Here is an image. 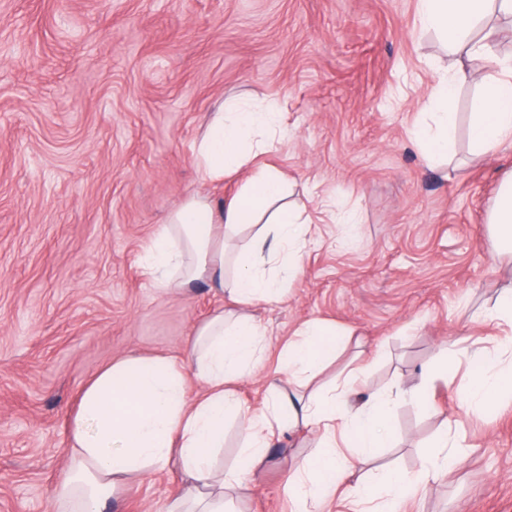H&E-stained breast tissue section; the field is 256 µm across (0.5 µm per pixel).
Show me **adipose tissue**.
<instances>
[{
  "instance_id": "ef3b65f1",
  "label": "adipose tissue",
  "mask_w": 512,
  "mask_h": 512,
  "mask_svg": "<svg viewBox=\"0 0 512 512\" xmlns=\"http://www.w3.org/2000/svg\"><path fill=\"white\" fill-rule=\"evenodd\" d=\"M418 13L424 29L446 37L451 53L465 56L427 101L433 123L421 130L420 147L438 161L451 146L455 86L473 78L468 60L487 55L486 45L473 41L471 31L492 16L512 15V0H418ZM501 71L499 78L483 81L481 105L470 118L475 163L512 139V64L502 63ZM281 118L275 101L263 112L229 102L224 111L211 113L196 149L200 180H221L247 165L254 152L271 147ZM286 188L282 173L263 168L225 200L190 196L168 216L146 250V273L158 287L188 289L201 282L214 296H230L243 306L286 291L287 279L273 278L272 273L298 254L310 231L308 221L288 207L269 211ZM260 218L264 226L242 240L244 227ZM490 224L498 250L512 256V179L497 193ZM344 344L343 335L329 324L301 325L278 359L289 390H274L271 400L254 410L243 408L231 388L265 357L266 333L249 316L216 314L176 357L131 353L113 360L81 391L70 422L74 476L56 488L55 512H104L113 494L172 466L184 480L165 512H225L226 496L267 466L276 435L310 427L321 432L324 447L293 461L288 493L296 512H327L342 488L355 493L357 504H370V512H395L399 497L420 494L429 479L456 469L460 445L440 434L419 476L390 469L374 485L358 474L353 459L337 457L335 439L356 448L358 456L371 458L391 438L384 422L386 395L371 394L350 409L342 388L298 397V389L308 387L334 362ZM191 375L201 385L193 397L187 387ZM467 388L470 402L485 409L512 401V333L495 349L473 351ZM229 415L240 421L247 442L242 463L224 472L213 451L224 443Z\"/></svg>"
}]
</instances>
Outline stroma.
Listing matches in <instances>:
<instances>
[{"label": "stroma", "instance_id": "35a3bbf8", "mask_svg": "<svg viewBox=\"0 0 512 512\" xmlns=\"http://www.w3.org/2000/svg\"><path fill=\"white\" fill-rule=\"evenodd\" d=\"M418 0H0V512H54L87 380L131 352L180 355L221 306L205 285L154 286L143 256L191 193L221 200L254 170L290 180L312 229L285 294L247 307L268 333L262 366L234 388L263 404L294 331L346 336L317 379L360 372L349 398L394 393L378 464L418 471L440 431L463 438L456 472L401 512H512V406L470 407V353L493 347L480 312L512 286L489 217L512 144L470 161L478 81L460 84L455 152L431 168L415 132L448 62ZM279 101L272 150L201 183L194 150L223 101ZM448 376L398 397L422 367ZM286 456L238 512H294ZM176 469L109 501L162 512Z\"/></svg>", "mask_w": 512, "mask_h": 512}]
</instances>
